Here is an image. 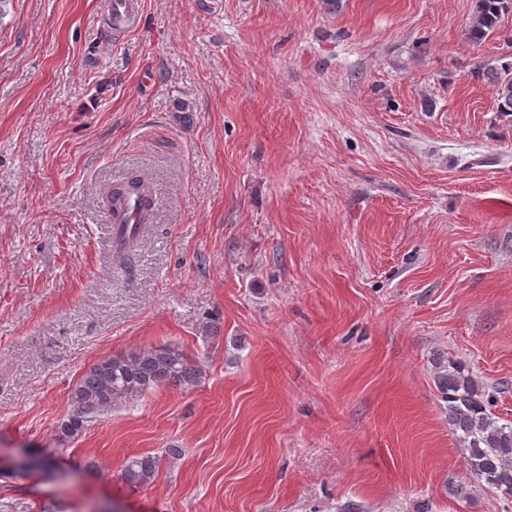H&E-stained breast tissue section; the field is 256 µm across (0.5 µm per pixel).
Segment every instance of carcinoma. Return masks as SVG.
I'll return each instance as SVG.
<instances>
[{"mask_svg": "<svg viewBox=\"0 0 512 512\" xmlns=\"http://www.w3.org/2000/svg\"><path fill=\"white\" fill-rule=\"evenodd\" d=\"M512 13V0H475L467 40L474 46L500 34L504 16ZM479 76L490 87L497 110L512 115V62H488ZM105 198L108 212L115 219V247L125 250L139 239L143 222L127 223L129 210L152 212L148 186L139 177L114 184ZM202 370L191 366L180 349L158 346L105 357L93 364L76 382L70 393L72 409L58 421L60 443L80 438L89 423L112 405L135 399L160 386L194 387ZM434 381L448 410V426L457 437L469 472L480 482L512 497V423H502L488 410L484 387L466 365L452 358L434 361ZM158 458L132 457L122 469V479L132 487L151 484Z\"/></svg>", "mask_w": 512, "mask_h": 512, "instance_id": "obj_1", "label": "carcinoma"}]
</instances>
